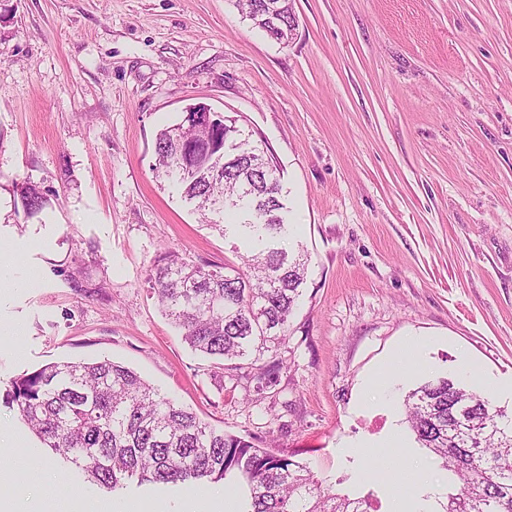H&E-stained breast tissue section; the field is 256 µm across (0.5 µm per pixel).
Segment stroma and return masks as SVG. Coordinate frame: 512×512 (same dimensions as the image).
Segmentation results:
<instances>
[{"label": "stroma", "mask_w": 512, "mask_h": 512, "mask_svg": "<svg viewBox=\"0 0 512 512\" xmlns=\"http://www.w3.org/2000/svg\"><path fill=\"white\" fill-rule=\"evenodd\" d=\"M288 44L233 0H0V500L13 512H224L212 483L112 492L44 448L8 394L108 359L376 512H440L454 477L403 427L419 384L461 379L512 414V0H295ZM240 116L280 172L310 259L275 385L192 350L147 277L168 250L240 264L156 178L186 107ZM47 197L27 213L20 187ZM415 345L404 352L403 343ZM471 375L459 372L462 360ZM418 482L372 483L385 462Z\"/></svg>", "instance_id": "stroma-1"}]
</instances>
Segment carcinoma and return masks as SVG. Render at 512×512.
I'll use <instances>...</instances> for the list:
<instances>
[{
    "instance_id": "obj_1",
    "label": "carcinoma",
    "mask_w": 512,
    "mask_h": 512,
    "mask_svg": "<svg viewBox=\"0 0 512 512\" xmlns=\"http://www.w3.org/2000/svg\"><path fill=\"white\" fill-rule=\"evenodd\" d=\"M290 28L294 0H235L254 27L268 2ZM235 116L209 124L184 121L155 139L156 177L172 179L204 223L222 219L253 238L242 266L207 269L165 251L148 281L164 314L202 355L240 370L258 366L270 386L282 361L290 320L308 272V257L278 246L285 228L277 167L268 150L243 137ZM23 206L40 210L46 197L21 185ZM271 361L259 364L264 354ZM11 402L41 442L78 464L88 480L115 490L128 481L176 484L240 476L249 488L246 512H373L366 498L334 493L304 464L201 420L133 370L110 360L47 365L14 382ZM416 442L452 472L457 493L443 512H512V416L459 382L441 377L403 400Z\"/></svg>"
}]
</instances>
